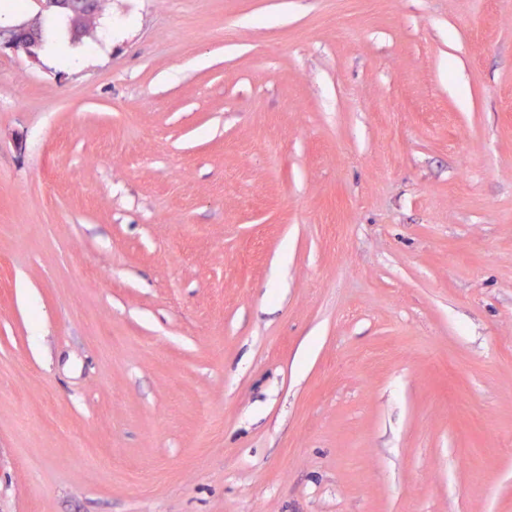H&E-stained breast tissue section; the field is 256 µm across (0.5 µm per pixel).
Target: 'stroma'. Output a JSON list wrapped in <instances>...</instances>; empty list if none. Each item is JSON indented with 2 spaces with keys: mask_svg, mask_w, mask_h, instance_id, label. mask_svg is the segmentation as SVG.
<instances>
[{
  "mask_svg": "<svg viewBox=\"0 0 512 512\" xmlns=\"http://www.w3.org/2000/svg\"><path fill=\"white\" fill-rule=\"evenodd\" d=\"M70 48H0V512H512V0Z\"/></svg>",
  "mask_w": 512,
  "mask_h": 512,
  "instance_id": "1",
  "label": "stroma"
}]
</instances>
